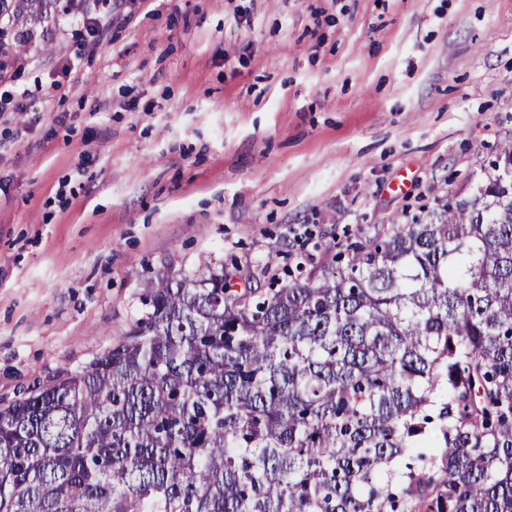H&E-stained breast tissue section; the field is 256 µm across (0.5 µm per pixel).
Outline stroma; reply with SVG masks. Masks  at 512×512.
<instances>
[{
    "instance_id": "stroma-1",
    "label": "stroma",
    "mask_w": 512,
    "mask_h": 512,
    "mask_svg": "<svg viewBox=\"0 0 512 512\" xmlns=\"http://www.w3.org/2000/svg\"><path fill=\"white\" fill-rule=\"evenodd\" d=\"M0 51V403L126 334L157 274L296 256L468 196L512 143V0H84Z\"/></svg>"
}]
</instances>
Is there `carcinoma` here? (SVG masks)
<instances>
[{
	"mask_svg": "<svg viewBox=\"0 0 512 512\" xmlns=\"http://www.w3.org/2000/svg\"><path fill=\"white\" fill-rule=\"evenodd\" d=\"M339 258L259 295L150 282L126 336L0 406V512H512V144Z\"/></svg>",
	"mask_w": 512,
	"mask_h": 512,
	"instance_id": "cac0c4a2",
	"label": "carcinoma"
}]
</instances>
